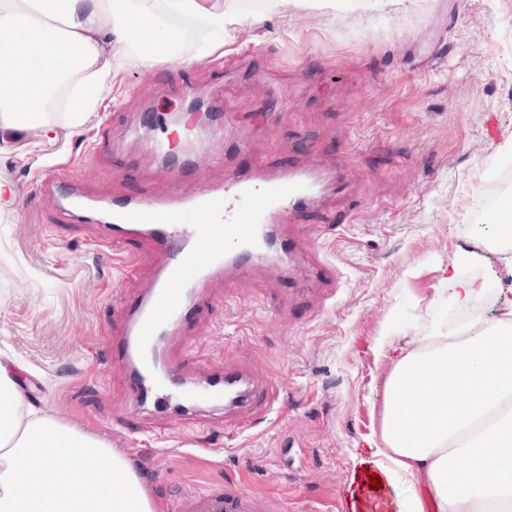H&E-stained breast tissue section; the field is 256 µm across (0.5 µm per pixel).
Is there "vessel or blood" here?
<instances>
[{"label": "vessel or blood", "mask_w": 512, "mask_h": 512, "mask_svg": "<svg viewBox=\"0 0 512 512\" xmlns=\"http://www.w3.org/2000/svg\"><path fill=\"white\" fill-rule=\"evenodd\" d=\"M147 150L166 155L169 176L179 175L187 157L171 153L165 140ZM324 188L314 170L293 169L271 176L261 170L236 176L223 187L176 190L167 200H116L104 222L106 238L131 244L149 239L156 267L149 287L124 305V320L112 339V355L128 363V385L144 400L156 403L180 393L203 402L226 401L255 406L268 402V388L243 369L227 365L215 371L208 387L197 390L187 365L189 356L171 359L154 354L158 336L186 326L202 303L207 281L266 256L275 225L294 219L318 203ZM188 512H263L261 500L229 490L193 496Z\"/></svg>", "instance_id": "b4317fda"}]
</instances>
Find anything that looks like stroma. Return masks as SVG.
Here are the masks:
<instances>
[{"label":"stroma","mask_w":512,"mask_h":512,"mask_svg":"<svg viewBox=\"0 0 512 512\" xmlns=\"http://www.w3.org/2000/svg\"><path fill=\"white\" fill-rule=\"evenodd\" d=\"M239 8L223 57L124 71L80 128L58 112L50 133L0 142L14 192L0 200V361L35 409L124 453L162 512L224 487L264 498L265 512H406L412 489L375 448L393 353L447 322L442 268L495 291L506 273L502 255H460L479 247L482 167L512 139V0ZM192 92L213 114L206 127L153 129L190 145L185 185L285 161L331 178L309 222L276 227L287 282L267 261L216 277L196 318V380L249 367L270 388L266 407L141 405L109 342L126 298L152 279L153 250L121 261L98 244L95 217L43 184L67 182L85 201L167 198L142 122L185 111Z\"/></svg>","instance_id":"stroma-1"}]
</instances>
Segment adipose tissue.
<instances>
[{
    "mask_svg": "<svg viewBox=\"0 0 512 512\" xmlns=\"http://www.w3.org/2000/svg\"><path fill=\"white\" fill-rule=\"evenodd\" d=\"M237 0H0V134L50 127L67 85L73 126L121 71L158 52L223 48ZM504 316L417 338L385 393L381 455L414 488L409 512H512V283ZM0 512H159L124 454L28 406L0 363Z\"/></svg>",
    "mask_w": 512,
    "mask_h": 512,
    "instance_id": "1",
    "label": "adipose tissue"
}]
</instances>
